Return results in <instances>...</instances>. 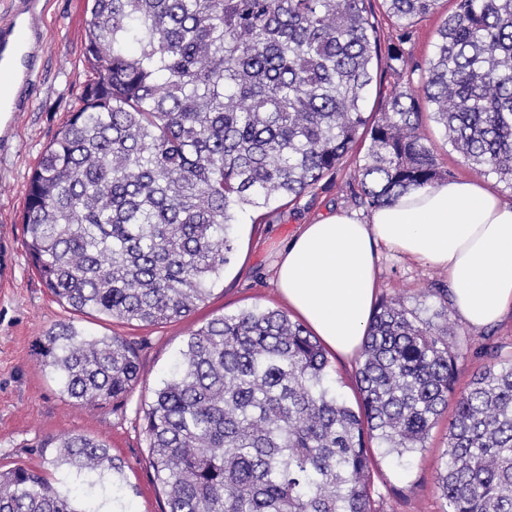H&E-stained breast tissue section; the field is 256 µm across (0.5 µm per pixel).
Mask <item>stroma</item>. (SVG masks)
<instances>
[{
    "mask_svg": "<svg viewBox=\"0 0 512 512\" xmlns=\"http://www.w3.org/2000/svg\"><path fill=\"white\" fill-rule=\"evenodd\" d=\"M91 4L92 0H49L44 16L48 51L31 88L32 103L19 114L12 139L0 144V258H7L12 266L10 283L0 286V467L40 465L44 441L80 433L109 444L124 467V481L116 489L107 480L90 491L81 478L60 467L49 472L59 490L97 512H165L166 499L147 463L143 427L144 410L154 390L167 376L190 330L246 309L287 311L273 279L277 255L300 225L341 210L366 216V209L355 202L348 188L360 160L348 158L336 179L321 180L296 202L259 212L239 211L233 259L207 300L190 316L142 325L74 312L54 299L32 267L24 248L22 217L26 188L39 158L80 106L92 77L85 59ZM454 8L453 0H443L440 14L414 26L404 46L407 65L425 64L433 55L442 16ZM419 133L451 179L481 181L512 203V188L496 174H480L463 163L430 113H423ZM448 288L438 269L388 252L381 256L378 299H401L428 316L440 308ZM68 322L89 335L121 336L133 343L140 380L122 400L101 408L74 405L62 394L57 379L42 367L41 339L51 328ZM448 341L460 355L455 381L460 393L488 363L480 352L482 345L492 343L502 356L512 355V312L483 331L449 317ZM446 437L447 423L442 420L431 430L424 451L401 465L374 449V512H444L437 476L446 463Z\"/></svg>",
    "mask_w": 512,
    "mask_h": 512,
    "instance_id": "obj_1",
    "label": "stroma"
}]
</instances>
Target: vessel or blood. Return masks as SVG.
Instances as JSON below:
<instances>
[{
  "instance_id": "1",
  "label": "vessel or blood",
  "mask_w": 512,
  "mask_h": 512,
  "mask_svg": "<svg viewBox=\"0 0 512 512\" xmlns=\"http://www.w3.org/2000/svg\"><path fill=\"white\" fill-rule=\"evenodd\" d=\"M12 8L0 20V127L11 128L23 111L30 87L39 72L47 42L41 25L45 0H11Z\"/></svg>"
}]
</instances>
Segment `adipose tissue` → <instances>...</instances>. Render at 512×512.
I'll use <instances>...</instances> for the list:
<instances>
[{"mask_svg":"<svg viewBox=\"0 0 512 512\" xmlns=\"http://www.w3.org/2000/svg\"><path fill=\"white\" fill-rule=\"evenodd\" d=\"M383 247L443 270L452 311L472 329L512 310V203L476 181L439 182L365 218L340 211L301 225L281 252L282 297L337 356L362 349Z\"/></svg>","mask_w":512,"mask_h":512,"instance_id":"obj_1","label":"adipose tissue"}]
</instances>
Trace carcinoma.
I'll return each instance as SVG.
<instances>
[{"instance_id":"obj_1","label":"carcinoma","mask_w":512,"mask_h":512,"mask_svg":"<svg viewBox=\"0 0 512 512\" xmlns=\"http://www.w3.org/2000/svg\"><path fill=\"white\" fill-rule=\"evenodd\" d=\"M82 105L42 153L25 248L56 299L145 325L188 317L234 252L246 207L298 200L369 142L359 204L374 210L449 176L418 134L427 108L472 169L512 187V0H456L418 85L382 49L372 0H92ZM441 0H381L402 37ZM396 75L366 112L375 68ZM44 368L81 407L129 393L132 344L71 323L46 332ZM458 353L448 306L423 319L384 300L366 330L348 404L325 349L277 310L189 331L144 411L148 465L167 512H372L377 442L400 461L448 409ZM93 488L121 471L105 441L50 438ZM445 512H512V358L474 375L448 423ZM0 512L75 506L43 469H0Z\"/></svg>"}]
</instances>
